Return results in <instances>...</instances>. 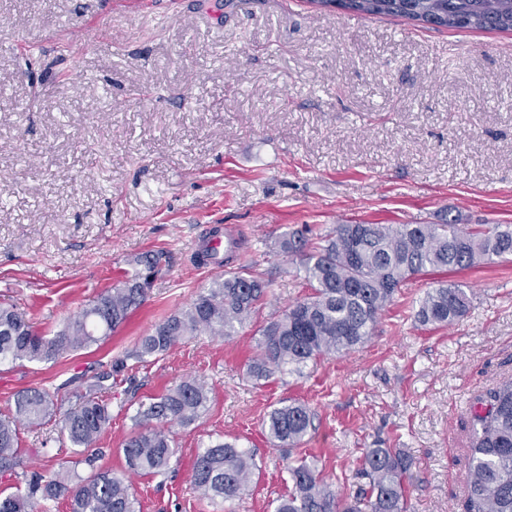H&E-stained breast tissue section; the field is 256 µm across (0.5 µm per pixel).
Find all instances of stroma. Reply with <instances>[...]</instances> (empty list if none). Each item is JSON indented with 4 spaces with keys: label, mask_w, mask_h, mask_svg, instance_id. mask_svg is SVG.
<instances>
[{
    "label": "stroma",
    "mask_w": 512,
    "mask_h": 512,
    "mask_svg": "<svg viewBox=\"0 0 512 512\" xmlns=\"http://www.w3.org/2000/svg\"><path fill=\"white\" fill-rule=\"evenodd\" d=\"M0 0V302L50 336L112 288L137 256L169 265L146 302L100 344L54 363L0 366V413L17 391L64 387L109 369L155 324L185 309L218 268L192 257L210 228L243 236L238 264L284 308L303 297L297 258L281 249L302 226L347 222L512 224V31L431 28L356 15L317 0ZM95 22L80 54L66 27ZM456 282L468 314L432 329L410 318L426 288ZM253 317L237 336H196L118 376L99 467L119 470L140 399L186 379L211 390L203 417L177 429L166 475L136 476L141 512H274L289 463L307 459L336 491L365 487L369 448L413 460L408 512H466L470 407L512 379V260L409 281L363 347L304 376L259 384ZM298 400L316 413L300 448L265 433L271 410ZM17 475L0 494L46 474L72 450L19 427ZM249 448L250 492H196L199 446Z\"/></svg>",
    "instance_id": "1"
}]
</instances>
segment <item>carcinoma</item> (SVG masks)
Returning <instances> with one entry per match:
<instances>
[{"instance_id": "1", "label": "carcinoma", "mask_w": 512, "mask_h": 512, "mask_svg": "<svg viewBox=\"0 0 512 512\" xmlns=\"http://www.w3.org/2000/svg\"><path fill=\"white\" fill-rule=\"evenodd\" d=\"M343 8L363 15L396 16L435 27L512 30V0H343ZM282 249L300 259L310 290L282 311L267 315L258 329V354L248 365L255 381L275 374L304 375L317 360L365 344L378 319L410 278L428 271L470 269L484 261L512 257V225L475 228L446 224H338L324 235L297 230ZM235 254L206 249L194 261L224 268L185 310L156 324L135 349L113 361L109 372L81 376L66 396L45 388H25L14 395L11 412L0 416V474L22 465L18 424L37 430L58 428L78 462L95 467L103 455L99 441L112 423L111 380L199 334L229 337L260 312L267 296L262 275L246 266L230 268ZM166 255L150 252L135 262L119 285L89 301L52 336L36 333L16 307L0 304V365L56 362L100 342L141 306L163 273ZM472 292L454 282L424 292L414 321L444 327L464 317ZM210 390L184 380L166 393L138 403L135 430L122 443L125 468L99 470L76 481L70 462L50 476L34 473L25 493L0 496V512H32L37 501H67L70 512H136L133 475L166 472L176 455L171 427L195 424L207 409ZM314 429V412L290 401L270 412L267 435L298 447ZM468 453L466 512H512V380L488 390L472 406ZM412 459L398 448H371L362 473L369 488L340 496L316 470L302 461L288 468V495L275 512H407L405 482ZM257 465L250 450L231 442L198 448L192 469L193 489L211 499L231 500L249 490Z\"/></svg>"}]
</instances>
